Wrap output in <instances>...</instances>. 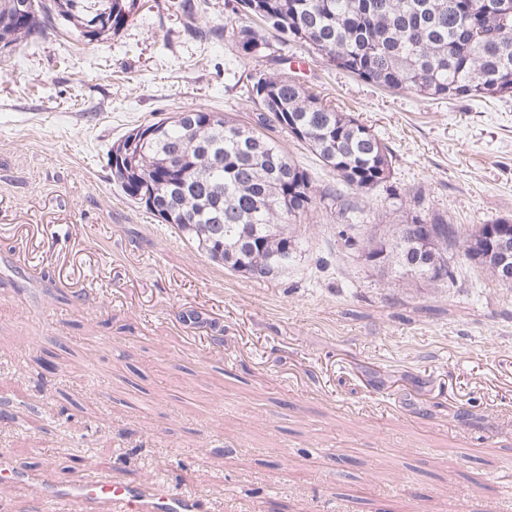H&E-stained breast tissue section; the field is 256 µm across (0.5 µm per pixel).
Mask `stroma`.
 <instances>
[{"label":"stroma","mask_w":512,"mask_h":512,"mask_svg":"<svg viewBox=\"0 0 512 512\" xmlns=\"http://www.w3.org/2000/svg\"><path fill=\"white\" fill-rule=\"evenodd\" d=\"M141 2L104 41L56 19L0 53V453L62 485L88 458L164 475L206 512H512V288L459 247L447 287L396 281L323 208L256 282L128 200L113 143L196 108L246 117L255 69L219 34L236 0L193 28L178 0ZM305 60L288 72L391 150L387 185L355 198L380 228L403 219L395 190L465 232L512 218V97L425 99Z\"/></svg>","instance_id":"stroma-1"}]
</instances>
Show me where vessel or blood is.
I'll list each match as a JSON object with an SVG mask.
<instances>
[{
  "label": "vessel or blood",
  "instance_id": "vessel-or-blood-1",
  "mask_svg": "<svg viewBox=\"0 0 512 512\" xmlns=\"http://www.w3.org/2000/svg\"><path fill=\"white\" fill-rule=\"evenodd\" d=\"M24 479L36 499L37 512H199L200 504L170 479L153 476L136 485L113 482L87 465L71 485H56L47 475L20 473L0 456V478Z\"/></svg>",
  "mask_w": 512,
  "mask_h": 512
}]
</instances>
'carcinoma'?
<instances>
[{
	"label": "carcinoma",
	"instance_id": "carcinoma-1",
	"mask_svg": "<svg viewBox=\"0 0 512 512\" xmlns=\"http://www.w3.org/2000/svg\"><path fill=\"white\" fill-rule=\"evenodd\" d=\"M31 2L23 8L22 4ZM78 37L92 43L117 33L137 0H110L106 19L88 17L90 0H53ZM241 21L224 26L229 50L260 69L250 75L251 121L197 108L183 119L164 117L136 127L112 145V178L131 201L172 225L197 251L257 281L288 269L296 257L299 224L322 205L343 224L336 235L358 246L364 261L397 279L442 288L454 268L440 270L460 238L466 260L498 284L497 262L483 247L487 225L463 235L448 216L407 198L405 224H428L431 250L418 252L400 225L384 234L365 228L350 199L388 182L390 151L370 128L303 84L272 68L288 53L308 49L336 69L386 90H409L435 100L512 96V0H239ZM42 0H0V51L12 50L44 28ZM280 129L307 146L336 175L318 189L281 142ZM151 132L141 140L144 132Z\"/></svg>",
	"mask_w": 512,
	"mask_h": 512
}]
</instances>
